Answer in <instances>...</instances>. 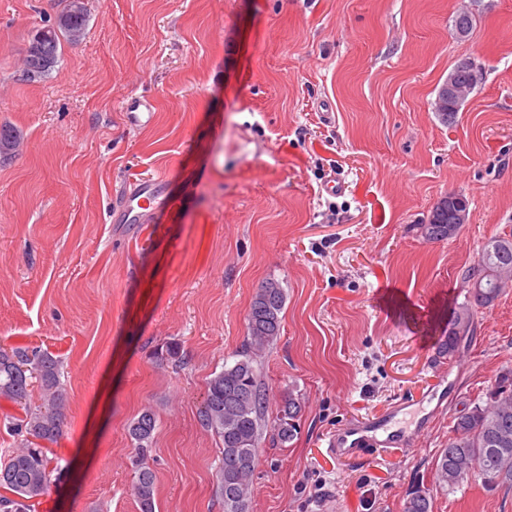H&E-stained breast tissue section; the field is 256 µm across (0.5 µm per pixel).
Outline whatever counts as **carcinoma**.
<instances>
[{
	"mask_svg": "<svg viewBox=\"0 0 512 512\" xmlns=\"http://www.w3.org/2000/svg\"><path fill=\"white\" fill-rule=\"evenodd\" d=\"M54 24L34 35L27 49L26 74L41 76L57 63L59 37L76 43L84 36V0H60ZM463 86L475 81L473 62L458 59L451 67ZM440 120L455 122L460 108L444 101L434 107ZM454 213L443 197L425 223L418 225L428 242L451 238ZM512 276V228L488 239L478 259L460 273L467 299L448 315V334L438 344V357L453 358L461 340L474 332L477 310L487 308L502 295L499 279ZM286 293L280 282L263 281L252 297L247 314L244 348L232 362L207 383L199 409L202 425L218 438L221 448L215 471V492L224 502V512H248L253 477L265 439L283 446L292 442L300 427L302 402L290 387L276 401V415L268 417L272 389L263 374L265 354L277 343L282 330ZM63 362L39 347H0V400L19 407L20 416L7 415L4 426L20 437L17 448L0 463V512H34L52 482L51 449L67 424L69 400L62 381ZM157 419L143 410L128 426L135 460L136 479L131 493L139 512H156L155 474L150 464ZM435 483L454 491L474 480L488 490L512 489V370L500 376L486 399L457 414L448 433V445L440 450ZM402 512H433L430 493L417 485L404 500Z\"/></svg>",
	"mask_w": 512,
	"mask_h": 512,
	"instance_id": "carcinoma-1",
	"label": "carcinoma"
}]
</instances>
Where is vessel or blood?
Returning a JSON list of instances; mask_svg holds the SVG:
<instances>
[{"label":"vessel or blood","mask_w":512,"mask_h":512,"mask_svg":"<svg viewBox=\"0 0 512 512\" xmlns=\"http://www.w3.org/2000/svg\"><path fill=\"white\" fill-rule=\"evenodd\" d=\"M164 190L163 177L135 181L129 184L125 204L111 219L117 224L149 223ZM433 412L414 406L405 399L373 418L351 424L329 436L328 446L342 460L364 458L373 447L398 449L413 444L417 432L428 428Z\"/></svg>","instance_id":"1"}]
</instances>
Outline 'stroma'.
Segmentation results:
<instances>
[{
	"label": "stroma",
	"mask_w": 512,
	"mask_h": 512,
	"mask_svg": "<svg viewBox=\"0 0 512 512\" xmlns=\"http://www.w3.org/2000/svg\"><path fill=\"white\" fill-rule=\"evenodd\" d=\"M85 5L81 41L30 78L58 0H0V128L20 137L0 158V344L62 358L70 405L63 477L35 512H138L127 426L147 407L156 512H224L198 411L269 278L287 299L266 380L304 408L292 443L264 445L249 512H401L416 485L433 512H512V491L433 483L453 418L512 369V290L455 360L437 354L461 269L512 225V0ZM462 57L482 81L446 125L432 103ZM138 95L154 119L136 127L122 106ZM160 173L157 222L111 223L126 186ZM451 193L468 223L424 241L416 224ZM172 342L177 364L159 358ZM443 379L447 406L415 445L327 454L336 429Z\"/></svg>",
	"instance_id": "stroma-1"
}]
</instances>
